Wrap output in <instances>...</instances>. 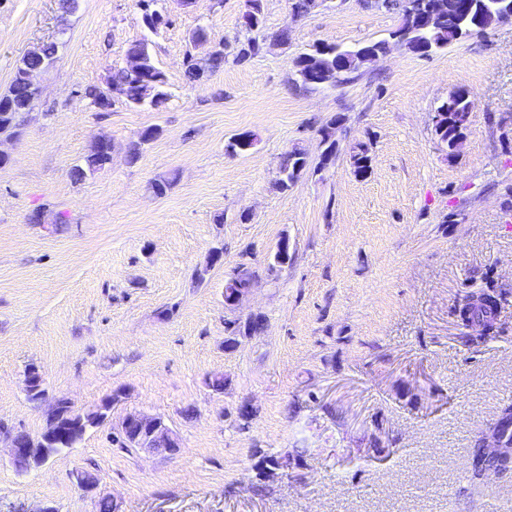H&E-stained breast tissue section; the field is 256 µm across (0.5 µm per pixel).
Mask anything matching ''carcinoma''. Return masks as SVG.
<instances>
[{
  "instance_id": "obj_1",
  "label": "carcinoma",
  "mask_w": 512,
  "mask_h": 512,
  "mask_svg": "<svg viewBox=\"0 0 512 512\" xmlns=\"http://www.w3.org/2000/svg\"><path fill=\"white\" fill-rule=\"evenodd\" d=\"M157 0H138L140 10L143 12V22L152 31L160 28L162 12L154 8ZM251 15L254 22L244 24L245 29L252 33L245 41L239 43L233 56V62L243 63L259 55L264 48V17L261 0H250ZM465 4L467 20L460 26L448 28L446 26L429 29L414 28L411 39L419 46L416 53L424 58L430 57L438 50L448 45L462 41L480 32L476 22L489 13L512 12V0H460ZM315 8L314 0H291V21L296 22L312 12ZM59 44L55 41L44 42L31 49L17 66L7 92L0 94V133L20 135L22 126L28 121V102L25 96L28 81L32 80L42 59L55 57L58 54ZM127 56H137L142 62V71L136 73L127 66L115 68L103 90L89 89L85 98L89 105L97 111H103L100 100L119 93L126 104L133 107H149L161 109L167 100L168 94L164 91L166 78L153 63L149 45L145 41H136L129 47ZM226 54L219 49L207 57L197 61H187L186 77L191 82H200L207 75L224 65ZM308 63L314 68L331 71L330 79H339L346 82L351 75L360 72L371 60L359 55V49L340 50L335 45H315L313 49L297 57L296 67ZM466 87L461 86L452 92L448 99L438 108L441 119L434 126V135L442 144H450L463 134L454 119L457 112H468L472 107L471 96L465 95ZM336 120H331L321 129L322 143L325 149L322 156H332L336 150ZM112 161V146L108 139L101 137L92 143L80 163L72 169L74 178L81 180L90 174L102 169ZM370 157L368 149L362 148L352 156L354 175L363 177L369 170ZM307 166L305 153L299 149H292L284 153L278 167L277 185L284 190L294 184ZM497 301L490 294H481L476 300L468 304L461 313V320L466 323L481 322L484 327H492ZM495 428L503 439L506 447L512 446V401L502 404L499 418ZM495 466L501 471L502 477L512 478V462L506 459L490 461L486 459L483 449L480 448V439L474 440L471 454V463L466 480L470 489L481 486V476L485 468Z\"/></svg>"
}]
</instances>
